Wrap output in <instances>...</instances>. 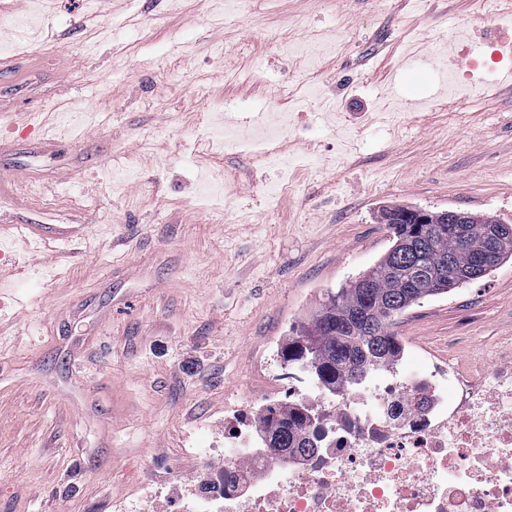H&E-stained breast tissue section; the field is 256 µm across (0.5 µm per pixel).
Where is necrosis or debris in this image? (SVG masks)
<instances>
[{
  "label": "necrosis or debris",
  "instance_id": "obj_1",
  "mask_svg": "<svg viewBox=\"0 0 512 512\" xmlns=\"http://www.w3.org/2000/svg\"><path fill=\"white\" fill-rule=\"evenodd\" d=\"M270 378L276 395L229 403L223 444L194 435L202 466L160 512H512V361L402 358L333 395L308 375ZM287 401L314 422L297 461L259 429Z\"/></svg>",
  "mask_w": 512,
  "mask_h": 512
}]
</instances>
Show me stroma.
I'll use <instances>...</instances> for the list:
<instances>
[{"instance_id":"1","label":"stroma","mask_w":512,"mask_h":512,"mask_svg":"<svg viewBox=\"0 0 512 512\" xmlns=\"http://www.w3.org/2000/svg\"><path fill=\"white\" fill-rule=\"evenodd\" d=\"M503 28L512 0H238L227 22L212 0H0V512L190 483L192 432L223 435L225 402L386 252L379 209L512 225ZM452 35L479 61L460 83ZM282 112L277 162L203 130ZM393 330L500 358L512 259Z\"/></svg>"}]
</instances>
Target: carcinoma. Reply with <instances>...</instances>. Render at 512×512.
<instances>
[{
	"mask_svg": "<svg viewBox=\"0 0 512 512\" xmlns=\"http://www.w3.org/2000/svg\"><path fill=\"white\" fill-rule=\"evenodd\" d=\"M411 211L391 206L379 212V222L390 219L391 246L348 286L327 293L313 318L281 347L285 361L306 367L330 393L401 356L403 344L390 331L397 316L448 293V282L459 287L512 258L511 224H414ZM311 426L300 406L272 410L263 421L265 444L293 459L313 448Z\"/></svg>",
	"mask_w": 512,
	"mask_h": 512,
	"instance_id": "cac0c4a2",
	"label": "carcinoma"
}]
</instances>
